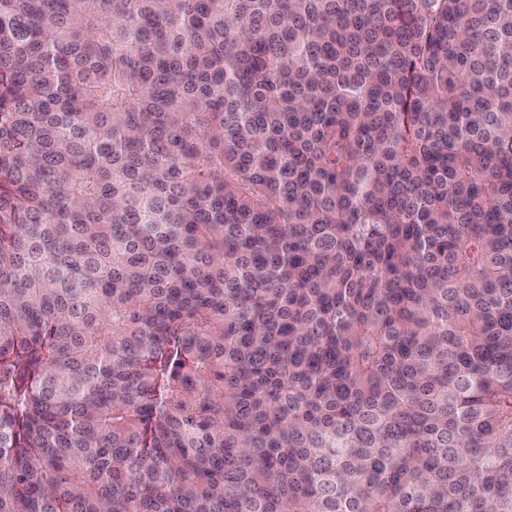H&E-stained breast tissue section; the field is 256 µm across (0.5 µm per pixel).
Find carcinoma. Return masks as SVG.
<instances>
[{"label": "carcinoma", "instance_id": "obj_1", "mask_svg": "<svg viewBox=\"0 0 512 512\" xmlns=\"http://www.w3.org/2000/svg\"><path fill=\"white\" fill-rule=\"evenodd\" d=\"M0 512H512V0H0Z\"/></svg>", "mask_w": 512, "mask_h": 512}]
</instances>
